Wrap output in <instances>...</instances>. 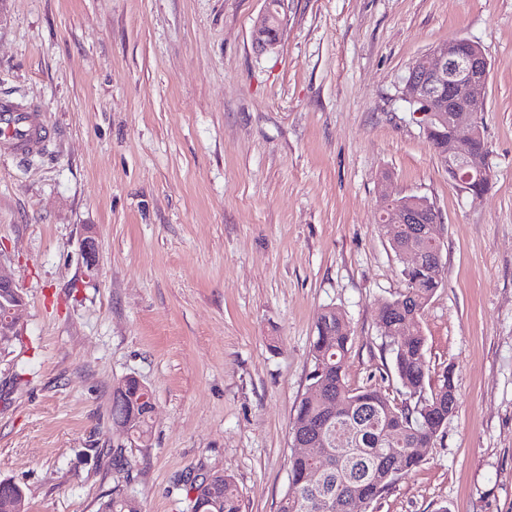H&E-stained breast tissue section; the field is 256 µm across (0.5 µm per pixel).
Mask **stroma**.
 <instances>
[{"label":"stroma","instance_id":"1","mask_svg":"<svg viewBox=\"0 0 512 512\" xmlns=\"http://www.w3.org/2000/svg\"><path fill=\"white\" fill-rule=\"evenodd\" d=\"M0 0V99L44 111L43 155L0 154V262L23 336L0 360V480L28 512H191L188 477L230 475L279 512L315 324L341 310L350 387L405 394L379 309L406 283L383 194L434 202L446 278L419 329L457 407L368 512H512V0ZM465 37L490 62L480 199L401 97L408 66ZM99 274L86 281L85 226ZM135 376L149 442L114 449ZM118 386V384H117ZM117 386L113 389V399H112V422L118 421L126 416L121 424L112 425V435L114 439V443L116 445H120L123 443L125 438L130 443L133 442H146L150 439L152 434V415L153 413H149L146 408L150 409L151 412L154 410V402L150 391L143 385V383L134 376H127L121 380L120 389L118 394L126 393L128 389L136 390V394L140 395L138 403H146L147 406L140 405L135 406L134 409L137 411L138 415V425L135 432L132 433L130 437L129 433L131 430V425L135 419V413L132 409L133 400L132 397L134 393L127 391V396H118L117 395Z\"/></svg>","mask_w":512,"mask_h":512}]
</instances>
